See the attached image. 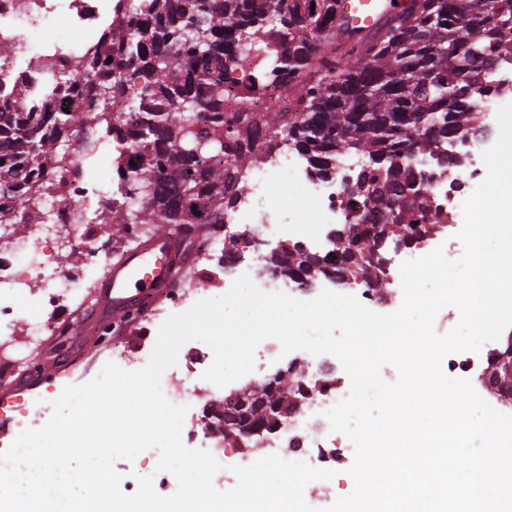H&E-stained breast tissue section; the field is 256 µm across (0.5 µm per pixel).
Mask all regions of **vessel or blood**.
<instances>
[{
	"mask_svg": "<svg viewBox=\"0 0 512 512\" xmlns=\"http://www.w3.org/2000/svg\"><path fill=\"white\" fill-rule=\"evenodd\" d=\"M342 9L355 24L371 28L392 12L393 5L391 0H343ZM180 254V241L163 229L122 252L91 291L107 321L118 328L129 326L132 317L143 316L155 299L175 293L179 276L174 259Z\"/></svg>",
	"mask_w": 512,
	"mask_h": 512,
	"instance_id": "vessel-or-blood-1",
	"label": "vessel or blood"
}]
</instances>
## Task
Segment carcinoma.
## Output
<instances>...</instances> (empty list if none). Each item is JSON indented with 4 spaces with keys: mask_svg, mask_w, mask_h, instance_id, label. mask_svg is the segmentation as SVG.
Returning <instances> with one entry per match:
<instances>
[{
    "mask_svg": "<svg viewBox=\"0 0 512 512\" xmlns=\"http://www.w3.org/2000/svg\"><path fill=\"white\" fill-rule=\"evenodd\" d=\"M403 6L351 50L336 47L339 0H129L99 33L96 57L80 71L60 70L26 112L0 105V182L25 188L0 197V220L32 224L26 195L66 187L49 168L74 140V114L95 113L79 135L90 153L112 138L131 155L122 201L133 205L118 229L128 242L145 224H222L245 181L238 173L286 144L327 173L339 156L368 157L349 193L378 221L335 231L332 249L307 256L296 246L270 267L313 285L333 272L367 283L386 274L383 248L423 240L418 220L436 230L448 216L415 187L412 159L448 156L439 148L457 133L485 131L463 98L495 59L512 58V0H402ZM90 82L96 100L75 95ZM124 98L128 126L114 122ZM489 389L512 401V376ZM252 424L269 432L261 399L289 409L302 396L298 377L252 392Z\"/></svg>",
    "mask_w": 512,
    "mask_h": 512,
    "instance_id": "carcinoma-1",
    "label": "carcinoma"
}]
</instances>
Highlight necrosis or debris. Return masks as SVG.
<instances>
[{
	"instance_id": "obj_1",
	"label": "necrosis or debris",
	"mask_w": 512,
	"mask_h": 512,
	"mask_svg": "<svg viewBox=\"0 0 512 512\" xmlns=\"http://www.w3.org/2000/svg\"><path fill=\"white\" fill-rule=\"evenodd\" d=\"M114 9L112 0H0V41L32 46L33 29L61 17L82 32L83 38L76 44L51 40L32 46V58L18 77L35 94L55 70L92 58L103 17ZM484 85V90L470 95L466 105L476 112L479 123L494 131L498 128L499 107L512 103V87L501 86L493 74L486 75ZM489 146L486 139L477 149L464 146V164L451 161L432 165L424 175L429 194L452 215L449 236H457L461 229L457 218L466 189L485 177L482 151ZM52 164L70 172L65 191L33 198L40 219L26 233H16L12 225L0 224V360L17 351V327L25 328L28 344L39 343L49 329L47 315L62 312L70 300L90 287L87 269L57 266L56 258L63 250L82 248L90 266L104 261L110 251L97 220L102 210L117 202L120 180L89 179L85 163L73 147L53 159ZM363 164L362 157L346 155L338 160L332 174L325 175L294 159L285 148L266 156L245 175L250 185L248 193L238 196L219 230L202 240L201 256L214 259L223 254L225 242L233 240L237 246L232 262H239L241 256L252 251L264 265L269 256L261 251V235L277 238L278 249L284 252L318 237L324 225L362 222L368 211L361 201L349 199L345 179ZM284 175L290 177L293 192L272 202L273 188ZM213 359L212 349L204 342H186L178 352L175 370L164 371L161 382L175 387L180 398L186 391L195 393L198 411L183 423V443L190 448L218 451L221 458L244 466L249 461L247 442L225 439L224 418L213 404L209 382L202 378ZM346 383L342 374L303 378V387L312 392L306 410L293 422L272 431L268 447L288 450L293 460L311 467L335 470L352 442L331 431L324 413L340 401Z\"/></svg>"
}]
</instances>
